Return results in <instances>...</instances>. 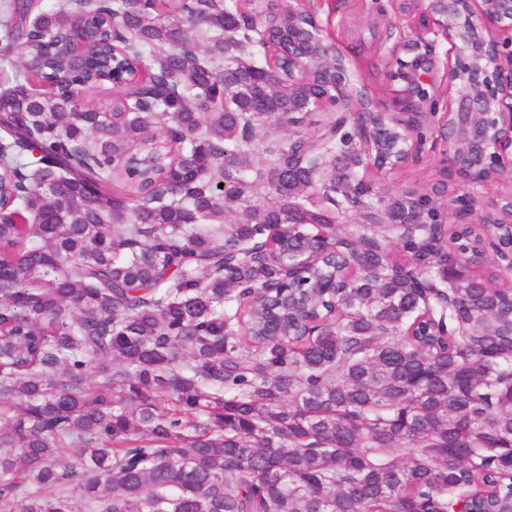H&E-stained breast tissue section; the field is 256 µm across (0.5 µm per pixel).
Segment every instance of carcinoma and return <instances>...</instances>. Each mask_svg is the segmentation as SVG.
<instances>
[{
  "label": "carcinoma",
  "mask_w": 512,
  "mask_h": 512,
  "mask_svg": "<svg viewBox=\"0 0 512 512\" xmlns=\"http://www.w3.org/2000/svg\"><path fill=\"white\" fill-rule=\"evenodd\" d=\"M6 8L23 61L0 87V205L20 220L0 224V512H512V288L454 257L479 224L401 270L441 234L445 169L373 200L369 112L263 140L336 106L335 66L277 79L241 19L286 27L306 3ZM86 14L133 46L104 80L60 39ZM320 225L336 266L307 267L300 308L265 296L288 259L249 254L274 230L315 251Z\"/></svg>",
  "instance_id": "1"
}]
</instances>
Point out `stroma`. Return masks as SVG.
I'll return each mask as SVG.
<instances>
[{
    "label": "stroma",
    "mask_w": 512,
    "mask_h": 512,
    "mask_svg": "<svg viewBox=\"0 0 512 512\" xmlns=\"http://www.w3.org/2000/svg\"><path fill=\"white\" fill-rule=\"evenodd\" d=\"M327 41L336 43L343 54L355 85L395 111L396 100L411 97L416 84L436 92L445 80L448 44L438 40L429 46L412 47L403 37L406 20L396 14L392 0H313ZM402 61L400 77L373 71L384 57Z\"/></svg>",
    "instance_id": "1"
}]
</instances>
